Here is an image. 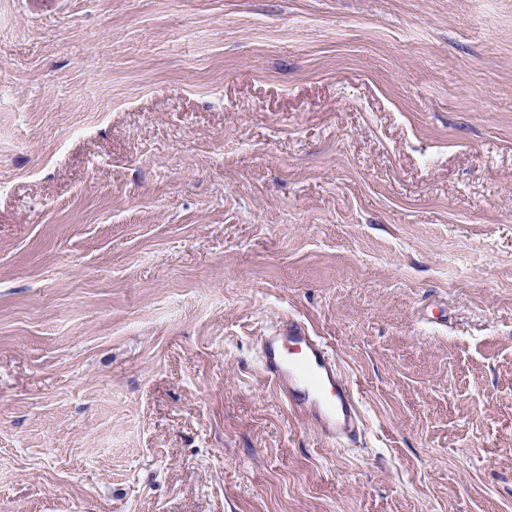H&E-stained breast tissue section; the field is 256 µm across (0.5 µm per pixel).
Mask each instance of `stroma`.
I'll list each match as a JSON object with an SVG mask.
<instances>
[{
	"mask_svg": "<svg viewBox=\"0 0 512 512\" xmlns=\"http://www.w3.org/2000/svg\"><path fill=\"white\" fill-rule=\"evenodd\" d=\"M0 0V512H512V0ZM336 353L292 416L257 339ZM258 345L262 370L289 411L331 445L355 446L363 430L359 397L322 337L288 317Z\"/></svg>",
	"mask_w": 512,
	"mask_h": 512,
	"instance_id": "35a3bbf8",
	"label": "stroma"
}]
</instances>
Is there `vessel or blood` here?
<instances>
[{
    "mask_svg": "<svg viewBox=\"0 0 512 512\" xmlns=\"http://www.w3.org/2000/svg\"><path fill=\"white\" fill-rule=\"evenodd\" d=\"M258 345L262 370L289 411L331 445L355 446L363 430L359 397L322 337L288 317Z\"/></svg>",
    "mask_w": 512,
    "mask_h": 512,
    "instance_id": "obj_1",
    "label": "vessel or blood"
}]
</instances>
